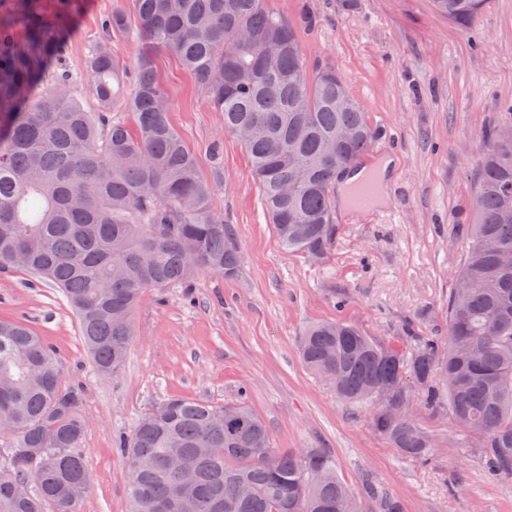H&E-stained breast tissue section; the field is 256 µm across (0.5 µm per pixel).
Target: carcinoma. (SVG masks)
Instances as JSON below:
<instances>
[{
  "instance_id": "1",
  "label": "carcinoma",
  "mask_w": 512,
  "mask_h": 512,
  "mask_svg": "<svg viewBox=\"0 0 512 512\" xmlns=\"http://www.w3.org/2000/svg\"><path fill=\"white\" fill-rule=\"evenodd\" d=\"M467 25L484 0H432ZM24 41L0 28V272L34 274L74 309L94 368L118 375L132 314L149 288L188 285L208 270H240L232 225L216 208V181L168 119L169 96L154 55L192 72L224 128L244 145L260 203L280 247L310 262L336 240V183L377 132L342 78L308 71L300 29L265 0H131L142 52L121 106L135 128L112 118L123 67L110 39L91 50L84 73L68 70L63 43L34 0H23ZM53 71H48V67ZM87 85L102 110L75 95ZM473 222L448 297V350L431 336L398 349L336 320L298 340L306 369L350 404L372 408L375 430L402 455L432 447L410 419L406 377L453 422L499 476L512 477V113L488 138L478 167ZM84 391L62 380L54 351L26 325L0 321V512H80L89 488L80 452ZM118 448L129 473L130 512H360L357 492L320 448L272 446L243 403L171 398L145 412ZM179 454L187 471L162 461ZM186 487L177 507L171 489ZM375 512L399 500L365 485Z\"/></svg>"
}]
</instances>
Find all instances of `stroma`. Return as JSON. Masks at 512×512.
<instances>
[{
  "label": "stroma",
  "mask_w": 512,
  "mask_h": 512,
  "mask_svg": "<svg viewBox=\"0 0 512 512\" xmlns=\"http://www.w3.org/2000/svg\"><path fill=\"white\" fill-rule=\"evenodd\" d=\"M125 0H36L61 22L64 61L81 72L90 49L111 38L126 74L142 47L134 27L108 34ZM302 31L305 59L335 69L380 135L362 166L391 159L389 204L356 215L337 208L336 245L312 265L282 250L259 202L248 155L224 128L195 77L169 53L155 71L170 97L168 117L203 178L220 172L215 203L233 224L243 260L236 278L198 272L189 287L147 290L133 315L122 372L99 376L75 313L58 288L0 273V320L30 326L56 351L62 378L85 388L88 423L80 451L91 475L82 512H128V471L116 448L148 408L171 397L244 401L274 447L322 448L353 486L370 482L403 512H512V478L493 477L447 413L416 409L435 439L428 459L402 457L370 422L301 362L309 324L343 319L403 345L407 328L448 334V296L466 247L477 156L512 103V0H486L469 28L439 16L431 0H267ZM221 138L220 155L210 150Z\"/></svg>",
  "instance_id": "35a3bbf8"
}]
</instances>
